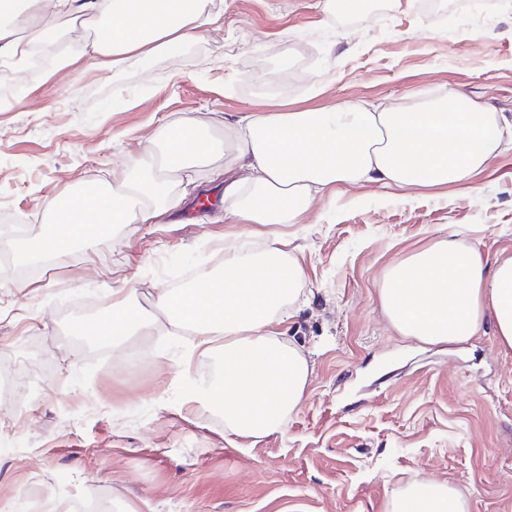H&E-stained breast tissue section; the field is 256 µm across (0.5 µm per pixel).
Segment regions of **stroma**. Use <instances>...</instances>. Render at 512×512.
<instances>
[{"mask_svg":"<svg viewBox=\"0 0 512 512\" xmlns=\"http://www.w3.org/2000/svg\"><path fill=\"white\" fill-rule=\"evenodd\" d=\"M224 22L181 52L130 59L120 72L57 71L58 56L0 60V215L23 221L11 260L47 230L44 204L70 184L120 168L141 141L183 117L223 136L215 114L283 104L323 109L361 100L412 108L465 92L512 116V0L442 17L420 0L398 10L366 0L355 17L317 0H223ZM200 188L180 220L124 224L97 252L24 281L0 273V359L46 367L32 410L0 403L18 424L0 445V512H62L105 492L114 512H387L415 478L454 487L469 512H512V349L493 325L464 343L427 344L387 323V267L454 231L489 254L512 253V150L477 191L412 197L374 185L316 208L292 246L306 301L286 324L313 370L288 429L241 439L178 375L186 339L162 328L115 350L92 331L112 313L119 277L151 308L154 287L216 271L214 249L245 246L241 224H199L223 190ZM208 208H201V200Z\"/></svg>","mask_w":512,"mask_h":512,"instance_id":"35a3bbf8","label":"stroma"}]
</instances>
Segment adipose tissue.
I'll return each instance as SVG.
<instances>
[{"label":"adipose tissue","instance_id":"1","mask_svg":"<svg viewBox=\"0 0 512 512\" xmlns=\"http://www.w3.org/2000/svg\"><path fill=\"white\" fill-rule=\"evenodd\" d=\"M215 0H0V59L25 61L53 26L76 31L100 21L78 59L89 70H120L131 57L177 53L219 25ZM194 118L150 137L144 155L113 172L71 185L50 199L44 215L54 230L36 245L54 260L76 247L95 250L122 224H151L182 208L191 194L182 177L224 161L228 224H300L316 205L349 188L379 184L404 194L450 184L473 185L503 151L512 150V117L476 99L448 92L420 107L350 104L318 110L274 109L225 125L223 139L195 133ZM304 269L276 233L252 254L230 257L190 287L159 288L154 310L137 291L112 295V314L97 335L118 347L164 323L190 335L183 378L192 364L216 360L201 387L204 406L242 438L285 431L312 370L301 346L280 326L300 302ZM393 329L424 342L465 341L493 322L502 346L512 348V255L488 258L476 244L448 233L387 269L379 289ZM390 512H468L464 496L415 479Z\"/></svg>","mask_w":512,"mask_h":512}]
</instances>
